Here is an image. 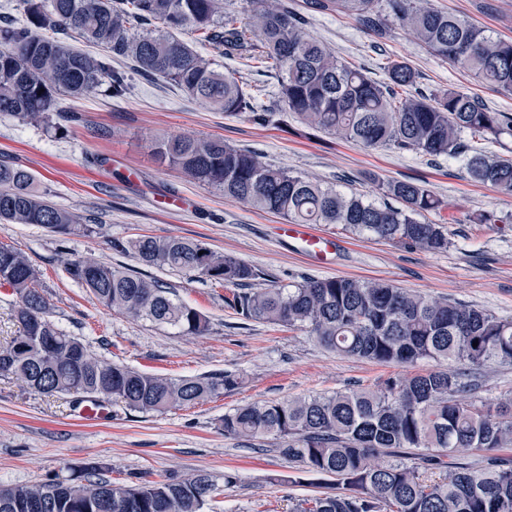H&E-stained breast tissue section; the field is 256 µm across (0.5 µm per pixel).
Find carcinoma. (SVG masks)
I'll return each instance as SVG.
<instances>
[{"label": "carcinoma", "mask_w": 512, "mask_h": 512, "mask_svg": "<svg viewBox=\"0 0 512 512\" xmlns=\"http://www.w3.org/2000/svg\"><path fill=\"white\" fill-rule=\"evenodd\" d=\"M246 21L224 12V0H25V21L0 18V115L38 123L61 96L79 99L102 85L119 96L125 75L112 56L131 60L188 96L226 114L264 121L269 114L244 85L179 35H198L226 57L249 58L272 69L278 100L308 127L365 148L392 145L430 157H461L469 177L512 193V161L491 158L462 140L493 142L512 134V116L449 88L428 97L397 90L416 84L405 62L387 64L377 82L310 37L303 19L281 0H249ZM315 12L352 17L383 38L389 24L409 28L434 55L512 95V40L495 38L430 0H306ZM159 23L158 33L137 31ZM96 47L75 51L61 36ZM159 158L190 178L293 224H336L398 248L448 249V225L421 217L445 203L425 186L387 181V202L276 168L221 138H162ZM0 222L36 224L58 234L93 232L74 213L38 193L26 169L0 163ZM145 266L168 268L214 283L242 287L227 300L244 318L302 330L325 348L381 365L432 361L436 367L396 374L372 389L353 388L276 402H256L224 414V436L280 441L290 463L331 477L335 494L297 501L292 512H512V396L495 403L470 397L473 377L512 362V319L474 305L439 300L381 280L306 278L280 287L256 286L260 273L194 240L142 235L122 246ZM69 279L105 308L133 320L208 330L198 310L172 298L170 287L146 274L89 256L64 260ZM39 273L22 252L0 246V284L17 297L22 332L5 347L7 372L35 393L73 391L141 413L191 407L236 389L239 374L169 378L93 357L85 344L50 319ZM459 448L486 455L475 468L448 458ZM419 449L417 461L394 459ZM103 466L31 485H0V512H206L216 490L199 472L180 480L128 479L116 486Z\"/></svg>", "instance_id": "1"}]
</instances>
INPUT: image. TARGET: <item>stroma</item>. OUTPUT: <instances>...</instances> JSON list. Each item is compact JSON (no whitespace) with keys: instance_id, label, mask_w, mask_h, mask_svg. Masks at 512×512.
<instances>
[{"instance_id":"obj_1","label":"stroma","mask_w":512,"mask_h":512,"mask_svg":"<svg viewBox=\"0 0 512 512\" xmlns=\"http://www.w3.org/2000/svg\"><path fill=\"white\" fill-rule=\"evenodd\" d=\"M431 2L494 37L512 40V0ZM288 5L306 16L312 38L374 80L386 81V62L403 61L416 71L415 89L423 95L453 88L512 115V95L430 54L399 24H390L377 52L372 36L352 19L308 11L305 0H288ZM197 50L215 68L236 73L270 112L269 123L213 111L177 87L143 75L132 61L113 58V69L127 75L123 95L99 89L77 101L63 100L66 114L51 113L45 124L0 118V162L29 170L39 191L79 214L92 233L61 236L37 225L0 223V246L29 257L40 273L52 322L79 337L93 356L171 377L229 370L243 382L205 404L163 413L111 404L104 420L87 423L79 416L80 396L44 397L0 378V485L65 477L90 462L106 466L116 484L131 474L160 480L206 472L218 484L213 512H291L297 499L334 492L333 479L288 463L275 452L274 441L225 437L224 413L255 402L372 388L381 378L431 367L427 361L389 366L337 355L307 333L244 319L226 303L231 287L155 267L148 275L168 283L177 300L205 315L209 329L186 336L167 325L134 321L103 307L68 279L67 257L92 255L135 269L137 259L120 251V244L141 235L177 236L234 256L277 286L306 278L383 279L512 318V194L471 181L459 158L392 146L366 149L309 129L283 111L272 72L203 44ZM183 136L222 137L264 161L376 202L383 199L381 182L423 184L446 203L442 215L450 245L436 253L399 249L322 224L319 232L332 236L338 249L332 265H312L281 236L280 217L224 197L157 159L158 138ZM168 196L190 197L192 205L174 209L164 202ZM481 211L497 212L504 221L469 223V216ZM228 473L236 477L230 486L223 483Z\"/></svg>"}]
</instances>
